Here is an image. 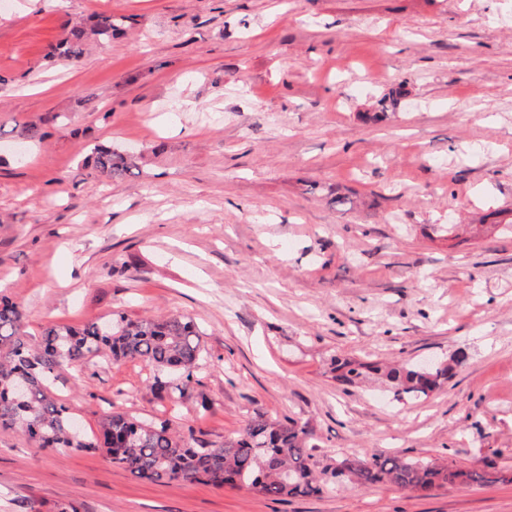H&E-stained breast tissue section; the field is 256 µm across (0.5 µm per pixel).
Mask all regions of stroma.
Masks as SVG:
<instances>
[{"label":"stroma","instance_id":"35a3bbf8","mask_svg":"<svg viewBox=\"0 0 512 512\" xmlns=\"http://www.w3.org/2000/svg\"><path fill=\"white\" fill-rule=\"evenodd\" d=\"M101 12L125 30L46 63ZM509 14L512 0H0V281L27 341L115 313H185L204 332L206 411L156 399L138 360L60 369L56 394L87 432L117 406L219 442L260 411L307 426L319 460L395 453L503 476L274 502L151 483L0 428V512H512V229L479 224L512 210ZM100 144L132 151L131 172L96 177ZM459 350L420 400L329 373L338 352Z\"/></svg>","mask_w":512,"mask_h":512}]
</instances>
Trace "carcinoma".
I'll list each match as a JSON object with an SVG mask.
<instances>
[{
	"label": "carcinoma",
	"instance_id": "1",
	"mask_svg": "<svg viewBox=\"0 0 512 512\" xmlns=\"http://www.w3.org/2000/svg\"><path fill=\"white\" fill-rule=\"evenodd\" d=\"M125 17L112 13L73 23L66 37L47 54L78 61L90 40L106 41L120 31ZM91 166L98 177L124 176L133 167L122 150L99 146ZM23 309L0 297V426L17 428L41 449L65 446L79 452H101L112 464L152 482L200 483L253 491L273 501L320 495L332 485L370 488L394 485L430 494L444 489L483 486L501 480L484 467H455L395 454L371 457L355 453L322 468L314 462L312 433L292 419L273 420L261 412L235 436L221 442L195 444L181 436L170 420H148L116 409L105 414L99 431L88 436L73 424L56 395L53 381L64 366L91 358L140 360L154 371L152 388L159 399L190 395L204 354L194 319L183 313L131 320L122 314L82 329L53 324L43 329L36 346L22 334ZM466 360L458 351L448 362L420 365L401 362L382 366L344 355L330 358L341 385H355L373 373L393 398H426L453 376Z\"/></svg>",
	"mask_w": 512,
	"mask_h": 512
}]
</instances>
